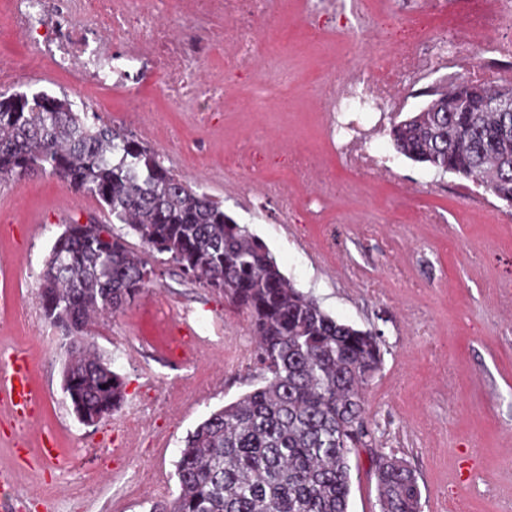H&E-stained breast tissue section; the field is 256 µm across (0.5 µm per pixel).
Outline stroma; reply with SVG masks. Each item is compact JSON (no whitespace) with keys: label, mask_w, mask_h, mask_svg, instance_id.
<instances>
[{"label":"stroma","mask_w":512,"mask_h":512,"mask_svg":"<svg viewBox=\"0 0 512 512\" xmlns=\"http://www.w3.org/2000/svg\"><path fill=\"white\" fill-rule=\"evenodd\" d=\"M382 2L397 23L413 18L432 33L478 13V0H430L419 17L411 0ZM273 13L284 26L280 58H266L267 38L256 33V74L226 82V110L211 125L151 88L156 148L166 167L198 183L260 237L296 288L331 316L379 336L383 363L365 390L372 442L350 460V512H380L372 462L378 453L396 455L414 470L422 512H512V223L500 221L505 207L493 216L474 209L466 194L470 180L396 154L388 135L389 123L423 105L419 90L448 72L426 74L386 107L389 122L368 147L393 157L396 178L353 171L329 143L321 85L345 68L393 53L390 34L362 35L363 49L351 57L339 31L321 46L304 43L297 0H280ZM170 129L179 133L172 143L163 138ZM228 150L256 156L253 170L225 172ZM296 155L316 159L322 174L348 182L351 192L314 197L312 184L291 174L288 159ZM281 178L295 201L290 211L252 194ZM430 214L438 223H426ZM111 221L96 198L56 176L39 172L0 182V337L26 349L44 395L26 430L52 432L62 455L83 453L88 469L100 474L83 483L53 466L24 468L12 485L0 486V498L15 500L21 512H151L173 502L188 433L262 383L260 369L246 359L196 388L180 358L144 345L138 305L100 319L93 341L126 383L125 406L150 392L164 398L170 381L185 390L159 419L162 437L139 445L131 470H115L113 457L99 447L111 440L113 421L88 427L75 418L63 391L62 340L38 301L46 259L66 224ZM147 260L154 270L149 289L170 313L189 309L222 323L214 346L253 344L242 315L223 295L184 279L162 255ZM143 470L159 484L158 494L133 492L134 474Z\"/></svg>","instance_id":"1"}]
</instances>
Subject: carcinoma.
<instances>
[{
	"label": "carcinoma",
	"instance_id": "carcinoma-1",
	"mask_svg": "<svg viewBox=\"0 0 512 512\" xmlns=\"http://www.w3.org/2000/svg\"><path fill=\"white\" fill-rule=\"evenodd\" d=\"M458 83L422 92L455 95ZM464 112H410L392 124L397 153L436 173L470 179L512 207V113L494 112L479 85ZM50 173L95 197L150 253L224 295L246 316L262 384L210 414L185 439L179 493L153 512H348L350 452L367 446L363 389L382 364L381 341L343 323L295 288L247 226L164 166L160 154L69 95L0 92V180ZM148 262L109 224L72 223L41 276L44 319L67 339L63 390L79 423L125 401V383L93 345L71 341L133 303ZM380 512H421L414 472L374 459Z\"/></svg>",
	"mask_w": 512,
	"mask_h": 512
}]
</instances>
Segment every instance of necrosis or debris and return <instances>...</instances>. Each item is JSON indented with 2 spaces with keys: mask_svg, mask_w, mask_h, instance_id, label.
Wrapping results in <instances>:
<instances>
[{
  "mask_svg": "<svg viewBox=\"0 0 512 512\" xmlns=\"http://www.w3.org/2000/svg\"><path fill=\"white\" fill-rule=\"evenodd\" d=\"M309 39L325 29L347 32L382 29L388 20L365 0H303ZM270 0H0V19L22 51L0 48V89L44 62L67 75L86 106L97 104L102 88L128 82L148 87L160 78L167 100L192 112L224 109V83L252 75L257 64L251 26L270 18ZM395 60H381L373 73L351 68L326 82L322 94L327 129L337 155L353 169L394 174L386 160L363 147L382 109L408 79L438 65L455 68L479 48L483 63L473 79L512 82V0H481L478 19L451 25L446 34L426 35L406 23ZM223 52L219 75L206 65Z\"/></svg>",
  "mask_w": 512,
  "mask_h": 512,
  "instance_id": "4bbe7bcc",
  "label": "necrosis or debris"
}]
</instances>
